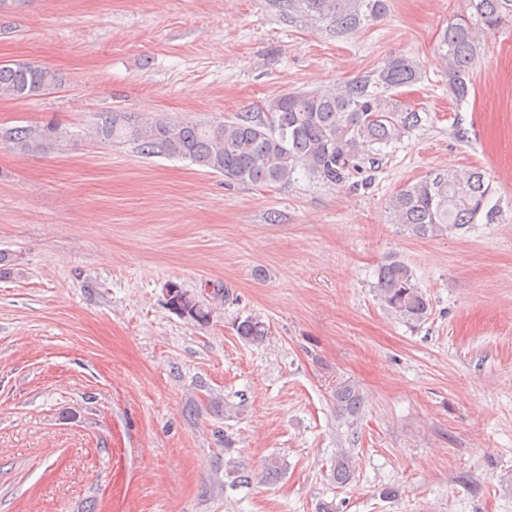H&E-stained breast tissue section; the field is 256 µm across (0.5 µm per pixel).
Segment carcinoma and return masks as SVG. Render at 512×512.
I'll return each instance as SVG.
<instances>
[{
	"mask_svg": "<svg viewBox=\"0 0 512 512\" xmlns=\"http://www.w3.org/2000/svg\"><path fill=\"white\" fill-rule=\"evenodd\" d=\"M288 7L328 19L340 31L358 27L367 17L386 11V0H288ZM470 15L448 24L438 49L446 64L448 92L458 101L467 99L471 74L482 51V27L512 24V0H468ZM418 64L406 56L389 59L376 76L355 81L339 93L290 92L263 104L258 112H243L223 123H198L156 119L140 122L126 112L98 115L95 135L105 142L128 140L146 157L188 160L224 177L254 186L287 185L297 168L306 169L328 185H342L364 172L365 158L375 145L388 146L408 130L421 126L419 112L373 91H389L422 81ZM60 85L50 67L36 61L0 64V97L33 99ZM52 126L0 128V142L26 155H47L56 145ZM492 189L479 169L436 172L408 185L389 199L397 224L419 236H433L483 218L492 224L498 213L490 204ZM377 292L384 304L410 323L430 315V302L414 282L411 268L401 261L382 264L377 270ZM167 304L181 318L198 325L209 322L211 311L195 295L171 283ZM243 340L256 343L267 336L265 322L248 316L236 324ZM336 409L342 416L359 415L363 397L349 384L336 386ZM354 465L347 453L336 456L333 479L345 485ZM224 478L230 486H247L254 475L229 462Z\"/></svg>",
	"mask_w": 512,
	"mask_h": 512,
	"instance_id": "carcinoma-1",
	"label": "carcinoma"
}]
</instances>
